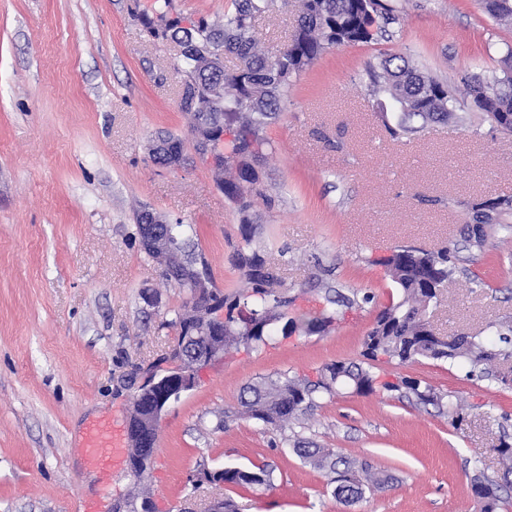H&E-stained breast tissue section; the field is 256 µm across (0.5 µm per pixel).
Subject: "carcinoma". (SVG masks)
Listing matches in <instances>:
<instances>
[{
  "instance_id": "1",
  "label": "carcinoma",
  "mask_w": 512,
  "mask_h": 512,
  "mask_svg": "<svg viewBox=\"0 0 512 512\" xmlns=\"http://www.w3.org/2000/svg\"><path fill=\"white\" fill-rule=\"evenodd\" d=\"M274 5L275 0H234V9L224 15L220 30L201 23L184 33L173 26V40L195 46L199 56L212 50H228L242 62L237 71L226 72L212 65L193 70L192 57L185 54L174 61V69L192 77L200 89L197 101L182 99L180 105L191 113L194 128L199 113H208L212 125L210 151L219 152L220 127L237 130L231 153L224 157V195L239 202L244 241L233 258L239 274L237 291L226 296L215 289L205 271L204 257L189 248L182 225H171L174 248L167 265L173 271L163 278L189 295L193 289L207 285L212 289L215 309L224 311V324L219 327V335L213 336L210 311L185 301L172 322L179 344L194 334L202 349L212 343H219L226 350L240 344L259 347L278 326L284 334L300 330L315 335L325 332L333 321L332 316L324 314L299 320L288 318L289 300L280 291L283 282L276 273L270 244L257 235L258 225L248 214L251 197L266 198L260 175L250 163L266 143V126L283 110L292 77L329 47L368 43L378 35L388 34L398 16L389 0H310L309 12L299 19L291 40L269 56L258 50L254 22ZM483 7L495 21L512 23V0H483ZM501 63L499 74L471 76L469 96L492 125L512 134V47L506 49ZM367 75L376 92L389 95L399 105L395 122L383 118L393 138L414 135L431 122L445 124L456 119L455 99L448 85L410 65L399 54L384 57L379 66L369 67ZM511 224L512 201L505 199L485 228L464 230L465 248L476 257L484 256L496 231ZM456 260L455 251L449 248L395 247L384 263L398 296L382 306L363 338L362 357L367 363H332L315 383L287 378L250 385L243 390L237 410L225 411L224 418L246 416L283 435L313 416L323 396L337 395L343 389L357 395L373 393L371 362L381 356L401 364L419 358L443 361L467 370L469 377L487 378L505 389L512 388V380L491 369L496 361L512 359V321L491 323L482 333L451 340L436 334L428 310L437 301L441 288L453 279ZM324 299L332 308L358 303L357 294L348 296L330 285L324 286ZM384 389L397 391L423 408L431 406L441 414L459 416L461 405L453 396L439 393L419 380L386 383ZM293 451L304 463L322 472L326 484L334 486L336 498L346 504H356L368 495L393 487L392 477L372 465L339 455L313 441H297ZM495 451L501 464V473L496 476L485 474L482 461H474L478 474L471 481V491L478 512H501L512 505L502 495L503 489L512 485V443L503 439ZM273 473L268 463L249 468L226 467L221 479L226 486L270 489Z\"/></svg>"
}]
</instances>
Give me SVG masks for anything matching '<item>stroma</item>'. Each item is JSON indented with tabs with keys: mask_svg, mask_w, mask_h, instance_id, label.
Here are the masks:
<instances>
[{
	"mask_svg": "<svg viewBox=\"0 0 512 512\" xmlns=\"http://www.w3.org/2000/svg\"><path fill=\"white\" fill-rule=\"evenodd\" d=\"M389 37L326 49L288 88L258 161L267 196L250 213L274 249L292 318L327 308L319 282L370 303L340 308L322 334L275 332L202 368L158 432L149 474L157 512H203L192 489L209 467L271 464L266 491L225 488L240 512H477L474 460L499 469L512 436V389L422 359L377 362L379 382L410 377L458 397L462 420L377 390L324 398L301 434L398 479L348 505L279 433L248 418L223 422L243 389L263 380L317 381L359 359L378 310L397 295L380 258L400 245L453 247L458 272L433 311L443 336L512 320V260H472L461 231L474 204L512 196V136L472 108L473 73L500 70L512 24L481 0H392ZM232 0H0V512H111L136 484L127 464L90 463L91 424L126 426L138 385L166 369L171 321L187 298L138 247L135 214L182 223L216 286L231 293L242 246L238 207L217 188L180 106L184 74L169 25H220ZM301 0H277L255 21L262 52L288 43ZM389 54L447 82L458 121L392 138L368 66ZM184 143L180 167L148 151L162 133Z\"/></svg>",
	"mask_w": 512,
	"mask_h": 512,
	"instance_id": "stroma-1",
	"label": "stroma"
}]
</instances>
